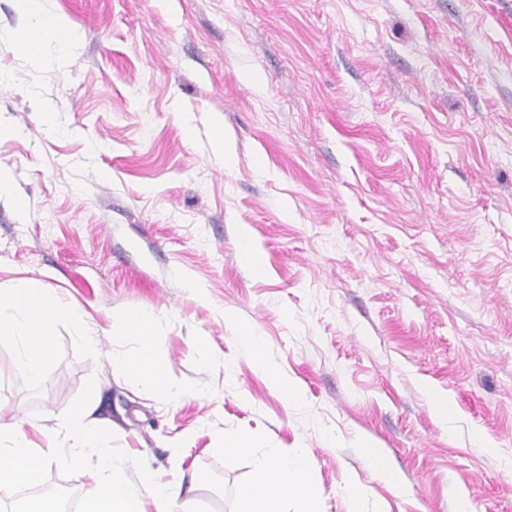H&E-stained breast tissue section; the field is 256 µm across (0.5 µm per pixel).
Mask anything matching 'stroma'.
<instances>
[{"label": "stroma", "instance_id": "1", "mask_svg": "<svg viewBox=\"0 0 512 512\" xmlns=\"http://www.w3.org/2000/svg\"><path fill=\"white\" fill-rule=\"evenodd\" d=\"M54 2L76 47L34 62L0 0V284L58 289L98 344L59 324L33 384L0 341L8 409L51 427L98 385L124 479L202 475L194 512H234L252 475L225 448L237 431L305 449L319 512H353V483L363 512H512V0ZM131 310L190 395L159 403L112 369ZM210 147L213 155L222 159L224 165H231L235 159L234 147L228 138L224 134V126L221 122H215L213 124ZM241 244L243 261L247 265L250 273L255 277H261L265 273V265L260 254L254 249L248 227H241ZM241 344L245 353L250 357L254 365L263 372L271 386L280 390L293 402H301L303 400V392L299 384L287 374L268 363L266 347L260 336L252 332H245L241 336ZM426 395L434 417L440 423L448 424V416L453 409V404L448 396L433 388L428 389Z\"/></svg>", "mask_w": 512, "mask_h": 512}]
</instances>
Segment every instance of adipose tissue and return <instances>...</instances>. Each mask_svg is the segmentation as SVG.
I'll return each mask as SVG.
<instances>
[{
  "instance_id": "ef3b65f1",
  "label": "adipose tissue",
  "mask_w": 512,
  "mask_h": 512,
  "mask_svg": "<svg viewBox=\"0 0 512 512\" xmlns=\"http://www.w3.org/2000/svg\"><path fill=\"white\" fill-rule=\"evenodd\" d=\"M14 2L27 21L17 42L19 51L35 61L46 41H56L63 53L71 48L72 35L64 19L51 8L50 0ZM62 323L73 325L77 333L85 331L83 313L65 303L54 289L28 281L0 287V340L13 344L15 367L29 381H39L52 360L50 337ZM124 328L130 344L113 353L112 367L130 376L139 392L155 401L169 402L180 396L181 388L169 381L166 364L153 349L149 317L139 311L129 312ZM241 344L271 386L291 401H302L299 384L269 364L260 336L244 333ZM96 399V388H89L84 399L52 429L27 427L20 417L0 419V486L39 485L46 466L66 443L73 465H80L86 454L97 460V469L89 476L85 512H145L144 500L148 497L156 512H186L190 499L182 483L161 480L148 467L140 483L122 480L126 460L112 449V430L91 417ZM227 444L235 452L249 455L254 471L253 478L237 491L234 512H318L305 449L289 455L275 448L260 452L253 436L245 432L232 435Z\"/></svg>"
}]
</instances>
